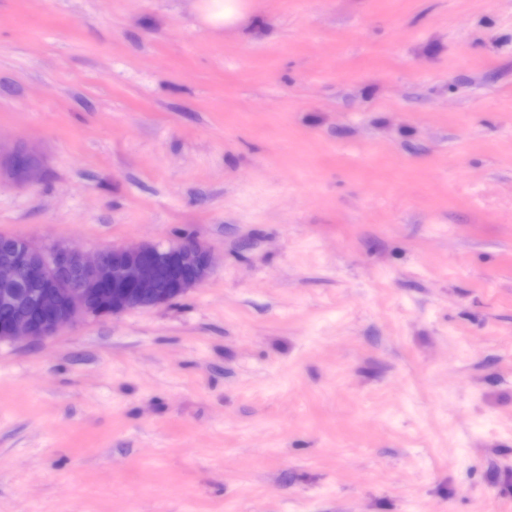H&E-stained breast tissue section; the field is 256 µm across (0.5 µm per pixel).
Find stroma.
Listing matches in <instances>:
<instances>
[{"instance_id": "35a3bbf8", "label": "stroma", "mask_w": 512, "mask_h": 512, "mask_svg": "<svg viewBox=\"0 0 512 512\" xmlns=\"http://www.w3.org/2000/svg\"><path fill=\"white\" fill-rule=\"evenodd\" d=\"M202 4L0 0V234L216 256L0 345V512H512V0Z\"/></svg>"}]
</instances>
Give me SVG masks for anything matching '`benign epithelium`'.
Returning <instances> with one entry per match:
<instances>
[{
	"instance_id": "1",
	"label": "benign epithelium",
	"mask_w": 512,
	"mask_h": 512,
	"mask_svg": "<svg viewBox=\"0 0 512 512\" xmlns=\"http://www.w3.org/2000/svg\"><path fill=\"white\" fill-rule=\"evenodd\" d=\"M212 261L211 250L194 238L167 248L143 243L93 255L3 238L0 306L15 314L0 324V344L44 342L86 317L169 304L203 282Z\"/></svg>"
}]
</instances>
